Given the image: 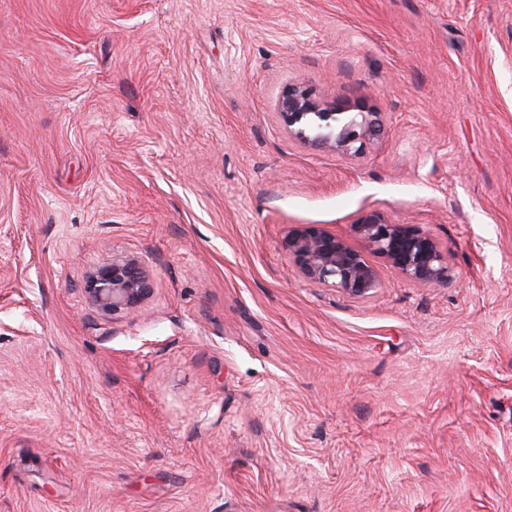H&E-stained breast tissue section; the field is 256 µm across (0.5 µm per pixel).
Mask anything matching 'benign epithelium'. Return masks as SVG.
I'll return each instance as SVG.
<instances>
[{"instance_id":"benign-epithelium-1","label":"benign epithelium","mask_w":512,"mask_h":512,"mask_svg":"<svg viewBox=\"0 0 512 512\" xmlns=\"http://www.w3.org/2000/svg\"><path fill=\"white\" fill-rule=\"evenodd\" d=\"M342 102L323 106L308 88L290 87L278 102V116L296 134L305 127L314 132L311 143L341 154H359L380 134L378 113L359 110ZM356 233L373 253L386 258L406 279L427 284H448L449 264L428 233L414 224H393L370 213L354 224ZM288 256L313 283H330L350 295L362 296L376 287L377 272L364 252L347 240L317 226L297 229L285 240ZM85 292L92 306L104 314L127 315L153 293V282L142 263L130 257L114 258L88 278Z\"/></svg>"}]
</instances>
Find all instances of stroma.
Listing matches in <instances>:
<instances>
[{
	"label": "stroma",
	"instance_id": "stroma-1",
	"mask_svg": "<svg viewBox=\"0 0 512 512\" xmlns=\"http://www.w3.org/2000/svg\"><path fill=\"white\" fill-rule=\"evenodd\" d=\"M369 212L451 283L307 282ZM0 512H512V0H0ZM351 110V106L342 102L322 106L313 98L310 89L290 87L279 99L277 114L290 131L315 146L341 154H359L367 142L380 134L381 124L378 112L357 109L356 115L344 116ZM296 125L309 126L314 132L313 138L308 139L302 127L293 129ZM288 256L313 283H331L353 296L376 287L377 272L364 252L317 226L297 229L285 240ZM153 282L135 258H112L88 278L85 292L92 306L104 314H130L153 293Z\"/></svg>",
	"mask_w": 512,
	"mask_h": 512
}]
</instances>
